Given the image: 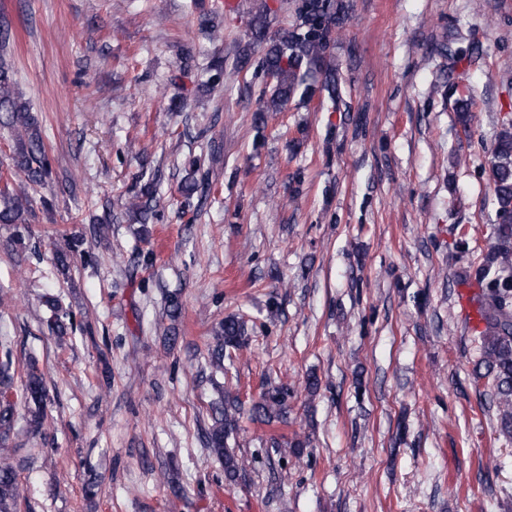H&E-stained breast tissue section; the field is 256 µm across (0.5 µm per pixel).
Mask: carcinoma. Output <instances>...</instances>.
I'll return each mask as SVG.
<instances>
[{
    "mask_svg": "<svg viewBox=\"0 0 512 512\" xmlns=\"http://www.w3.org/2000/svg\"><path fill=\"white\" fill-rule=\"evenodd\" d=\"M350 10L349 0H295V21L289 27L268 35L266 18L268 8L256 16L251 37L237 57L235 66L228 70L224 60L213 59L201 87L210 90L234 78L244 69L252 70L259 89L258 108L253 114L257 133L265 131L268 114L280 112L289 101L311 99L320 93L332 109L339 108L341 86L335 63L334 49ZM273 74L272 93H267L266 75ZM0 127L14 133L18 140L12 161L29 183L40 185L51 174V163L40 129L27 103L16 91L11 70L0 63ZM194 166L181 185V194L189 201L194 195L205 196L210 191L205 180L198 179ZM497 201L496 222L490 227L493 240L488 252L475 269V281L482 294L478 299V313L485 323L480 332L482 358L476 366L479 378L492 380L494 395L500 411V432L512 439V123L500 131L493 149L491 167ZM155 183L146 180L129 201L128 207L137 221L147 224L155 217ZM34 208V198L22 188L8 185L0 189V224H27ZM45 305L53 313V330L61 341L73 330V317L63 310L60 300L48 295ZM248 345L243 322L234 316L224 318L216 331V344L211 356L219 361L228 349L240 350ZM13 353L7 343H0V390L13 385ZM23 397L34 428L40 426L47 392L36 362L23 387ZM292 397L286 386L265 389L258 401L244 409L237 396H225L212 404L213 424L208 434L211 453L224 464L229 480L246 475L245 461L238 459L227 447V440L237 432L241 416L265 423L288 422V400ZM15 411L11 404H0V512H12L14 504L23 496L24 488L17 479L15 455L10 446V434L15 429Z\"/></svg>",
    "mask_w": 512,
    "mask_h": 512,
    "instance_id": "cac0c4a2",
    "label": "carcinoma"
}]
</instances>
